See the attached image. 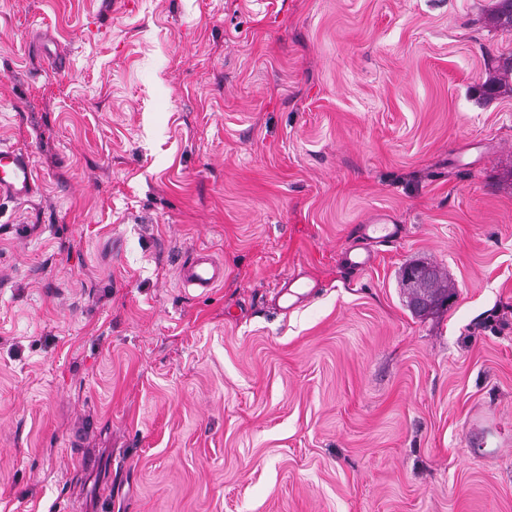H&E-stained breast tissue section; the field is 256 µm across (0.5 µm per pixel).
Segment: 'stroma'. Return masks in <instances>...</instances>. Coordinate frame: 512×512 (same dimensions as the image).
I'll list each match as a JSON object with an SVG mask.
<instances>
[{
  "label": "stroma",
  "instance_id": "stroma-1",
  "mask_svg": "<svg viewBox=\"0 0 512 512\" xmlns=\"http://www.w3.org/2000/svg\"><path fill=\"white\" fill-rule=\"evenodd\" d=\"M493 4L0 0L39 183L0 199V512H512ZM378 214L399 242L354 233ZM412 263L450 307L412 313ZM179 278L183 285L206 291L224 282V264L201 249L181 264ZM282 284V292L288 295L289 305H294L303 300L313 292V288H316V285L311 281L302 280L295 276L283 277Z\"/></svg>",
  "mask_w": 512,
  "mask_h": 512
}]
</instances>
